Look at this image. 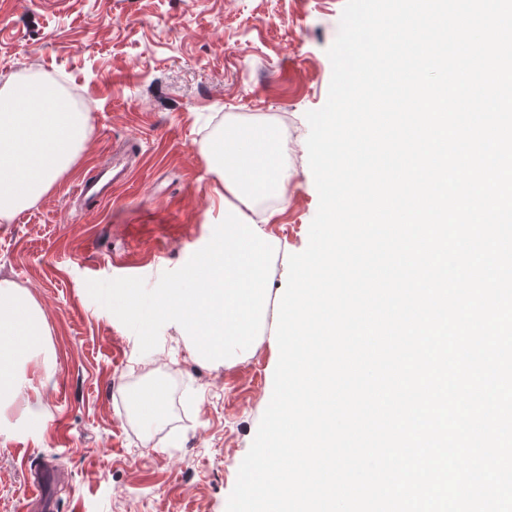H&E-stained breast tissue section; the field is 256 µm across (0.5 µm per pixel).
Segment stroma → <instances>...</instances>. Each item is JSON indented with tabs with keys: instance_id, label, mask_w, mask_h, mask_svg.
<instances>
[{
	"instance_id": "obj_1",
	"label": "stroma",
	"mask_w": 512,
	"mask_h": 512,
	"mask_svg": "<svg viewBox=\"0 0 512 512\" xmlns=\"http://www.w3.org/2000/svg\"><path fill=\"white\" fill-rule=\"evenodd\" d=\"M345 0H0V84L31 74L61 83L89 114L84 150L36 207L0 230V278L28 288L49 350L26 367L42 431L0 433V512H31L21 460L53 459L54 512H227L273 387L274 338L289 255L308 245L318 193L307 112L326 102ZM230 122L286 123L284 210L264 224L276 245L259 344L231 362L196 354L165 324L141 353L133 331L89 295L90 280L182 267L224 218V184L200 145ZM133 173L86 209L77 182ZM159 390L162 420L132 400ZM64 425L68 439L54 438Z\"/></svg>"
}]
</instances>
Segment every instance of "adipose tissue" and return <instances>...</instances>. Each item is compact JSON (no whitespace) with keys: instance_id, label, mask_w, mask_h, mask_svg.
I'll use <instances>...</instances> for the list:
<instances>
[{"instance_id":"1","label":"adipose tissue","mask_w":512,"mask_h":512,"mask_svg":"<svg viewBox=\"0 0 512 512\" xmlns=\"http://www.w3.org/2000/svg\"><path fill=\"white\" fill-rule=\"evenodd\" d=\"M86 113L56 81L28 76L0 87V224L37 205L69 171ZM47 323L28 289L0 279V413L24 392L20 369L44 350Z\"/></svg>"}]
</instances>
